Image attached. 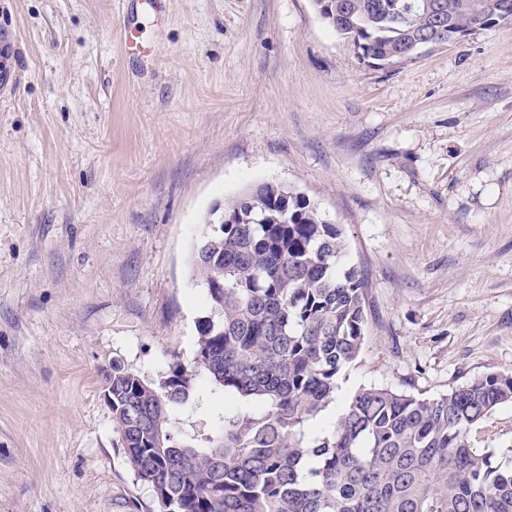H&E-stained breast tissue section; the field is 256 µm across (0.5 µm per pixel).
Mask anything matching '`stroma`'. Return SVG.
<instances>
[{
    "instance_id": "1",
    "label": "stroma",
    "mask_w": 512,
    "mask_h": 512,
    "mask_svg": "<svg viewBox=\"0 0 512 512\" xmlns=\"http://www.w3.org/2000/svg\"><path fill=\"white\" fill-rule=\"evenodd\" d=\"M262 182L341 226L365 278L337 404L512 370V21L375 67L312 0H0V512H152L104 371L191 361L192 253ZM471 440L512 446V403Z\"/></svg>"
}]
</instances>
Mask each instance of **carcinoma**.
I'll return each instance as SVG.
<instances>
[{
	"instance_id": "1",
	"label": "carcinoma",
	"mask_w": 512,
	"mask_h": 512,
	"mask_svg": "<svg viewBox=\"0 0 512 512\" xmlns=\"http://www.w3.org/2000/svg\"><path fill=\"white\" fill-rule=\"evenodd\" d=\"M443 6V47L512 20V0H314L358 58H412ZM288 208V222L279 220ZM193 265L208 286L191 363L149 380L120 357L105 370L112 430L158 512H512V448L472 446V428L512 402V371L492 372L438 398L357 391L315 436L336 380L366 329L364 282L345 267V238L296 190L267 182L222 208ZM260 406L222 414L219 430L173 432L170 412L203 390Z\"/></svg>"
}]
</instances>
